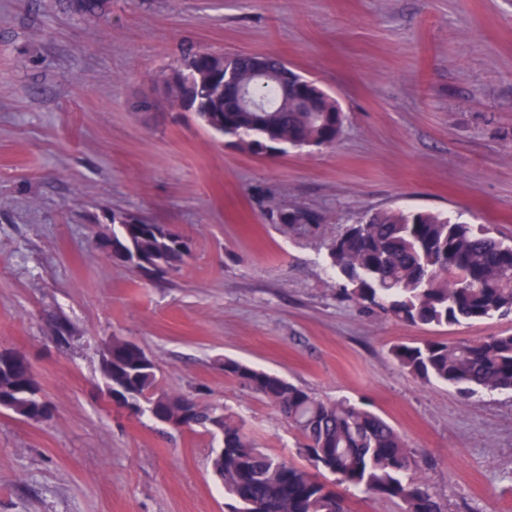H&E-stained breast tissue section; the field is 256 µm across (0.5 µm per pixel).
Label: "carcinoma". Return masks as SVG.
Wrapping results in <instances>:
<instances>
[{
	"mask_svg": "<svg viewBox=\"0 0 512 512\" xmlns=\"http://www.w3.org/2000/svg\"><path fill=\"white\" fill-rule=\"evenodd\" d=\"M105 0H80L81 14L101 19ZM173 100L221 138L254 154L321 150L339 139L337 100L294 73L285 86L258 73L241 55L188 51L175 73ZM276 224H313L304 210L280 208ZM112 260L163 279L185 264L190 248L166 224H121L112 232ZM329 269L345 297L411 326H461L512 316V245L444 213L381 209L366 213L328 245ZM112 388L142 405L137 411L166 425L188 411V426L219 441L214 472L231 499L228 512H346L344 498L319 479L370 497L398 501L403 512H445L402 434L380 415L347 400L325 401L302 386L241 361H218L224 375L270 404L301 434L312 469L256 447L242 421L224 406L159 388L155 361L127 339L114 338ZM399 366L425 384L476 396L512 392V334L477 342L428 340L392 348ZM31 367L0 363V410L40 422L51 409Z\"/></svg>",
	"mask_w": 512,
	"mask_h": 512,
	"instance_id": "obj_1",
	"label": "carcinoma"
}]
</instances>
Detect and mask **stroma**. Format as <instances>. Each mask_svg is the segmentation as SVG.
I'll use <instances>...</instances> for the list:
<instances>
[{
  "instance_id": "35a3bbf8",
  "label": "stroma",
  "mask_w": 512,
  "mask_h": 512,
  "mask_svg": "<svg viewBox=\"0 0 512 512\" xmlns=\"http://www.w3.org/2000/svg\"><path fill=\"white\" fill-rule=\"evenodd\" d=\"M272 53L335 97L336 144L242 152L169 104L185 48ZM316 213L272 223L265 206ZM427 209L512 241V0H0V348L53 409L0 412V512H225L217 440L105 398L101 353L135 341L160 388L220 403L304 466L301 435L217 366L231 357L387 419L447 512H512V394L472 398L402 370L395 344L512 334V317L413 327L328 277V244L368 211ZM176 229L163 280L96 246L112 216ZM72 328L53 340L51 320Z\"/></svg>"
}]
</instances>
